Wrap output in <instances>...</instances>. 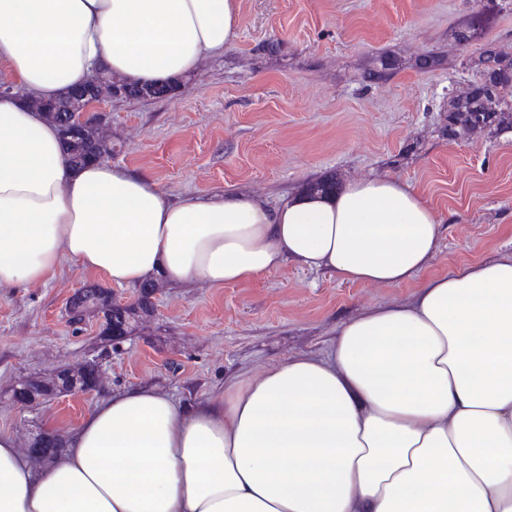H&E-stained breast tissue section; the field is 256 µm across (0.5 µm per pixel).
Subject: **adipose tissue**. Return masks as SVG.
Segmentation results:
<instances>
[{"mask_svg":"<svg viewBox=\"0 0 512 512\" xmlns=\"http://www.w3.org/2000/svg\"><path fill=\"white\" fill-rule=\"evenodd\" d=\"M240 23V0H0V289L65 259L120 287H221L289 262L397 286L431 263L440 219L396 179L273 207L173 201L128 168L72 165L32 106L105 69L196 72ZM0 512H512V258L432 278L347 322L327 355L193 405L112 393L42 471L0 430Z\"/></svg>","mask_w":512,"mask_h":512,"instance_id":"obj_1","label":"adipose tissue"}]
</instances>
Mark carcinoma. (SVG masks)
Masks as SVG:
<instances>
[{
  "label": "carcinoma",
  "mask_w": 512,
  "mask_h": 512,
  "mask_svg": "<svg viewBox=\"0 0 512 512\" xmlns=\"http://www.w3.org/2000/svg\"><path fill=\"white\" fill-rule=\"evenodd\" d=\"M511 6L509 0H477L476 8L451 31L456 44L467 46L480 41L482 50L477 58L466 62L474 71V79L448 99V123L444 133L450 140L464 139L477 131L512 129V55L501 52L497 41L489 37L501 13ZM399 69L397 59L384 57L366 72V80L376 84L389 79ZM116 82L122 84L133 99L162 98L174 91L171 85H137L122 78ZM84 104V100L71 99L68 92L39 105L46 119L58 130L63 151L76 164L97 161L112 153V142L101 134L96 119L89 118L78 128L70 123L71 111ZM337 185L336 177L331 175L308 182L305 188L310 192L334 193ZM152 292L153 285L144 284L136 303L119 307L112 303V295L104 289L84 288L74 297L73 304L81 317L89 310L103 313L104 333L111 341L114 327L122 326L129 334L140 318L152 312ZM93 370L94 366L86 365L60 371L50 378H28L17 385L13 397L23 395L37 400L61 392H79L89 383Z\"/></svg>",
  "instance_id": "obj_1"
}]
</instances>
